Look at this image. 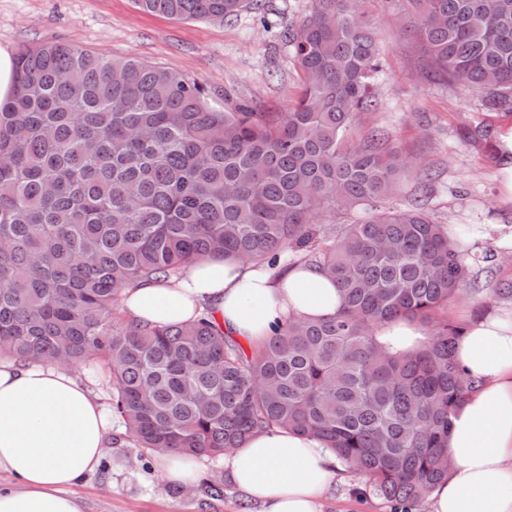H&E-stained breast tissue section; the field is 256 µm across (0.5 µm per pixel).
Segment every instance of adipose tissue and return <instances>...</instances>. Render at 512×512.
Masks as SVG:
<instances>
[{
  "instance_id": "adipose-tissue-1",
  "label": "adipose tissue",
  "mask_w": 512,
  "mask_h": 512,
  "mask_svg": "<svg viewBox=\"0 0 512 512\" xmlns=\"http://www.w3.org/2000/svg\"><path fill=\"white\" fill-rule=\"evenodd\" d=\"M129 319L171 324L210 310L226 335L263 344L286 319L338 313L343 296L315 266L279 276L234 259H202L178 280L128 289ZM456 359L475 382L448 434L453 468L428 512H512V308L464 319ZM108 422L97 399L60 365L0 363V512H84L70 489L105 455ZM233 486L261 512H322L342 466L308 435L276 429L225 453Z\"/></svg>"
}]
</instances>
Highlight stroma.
Masks as SVG:
<instances>
[{
    "label": "stroma",
    "instance_id": "35a3bbf8",
    "mask_svg": "<svg viewBox=\"0 0 512 512\" xmlns=\"http://www.w3.org/2000/svg\"><path fill=\"white\" fill-rule=\"evenodd\" d=\"M264 8L247 10L224 22L176 21L140 11L133 0H0V46L18 51L25 45L60 41L106 57H131L188 74L223 106L225 92L248 100L262 112H283L299 94L301 73L281 34L311 9L312 0H263ZM363 10L379 34L382 72L374 84L375 109L356 113L354 140L385 129L400 156L419 159L408 170L394 207L417 196L424 175L433 178L425 209L441 224H508L512 210L498 203V155L472 139L476 128L499 134L512 116L487 111L480 92L418 73L419 47L412 34L416 20L405 0H365ZM470 279L481 291L449 303L446 315L480 313L504 306L496 290L512 282V248L496 262L474 263ZM106 454L95 475L72 487L85 512H259L232 487L222 467L199 460L193 486L173 487L162 479L128 492L118 484L128 472H152L157 455L134 447L125 428L110 420ZM323 503V512H390L384 499L369 492L352 496L366 480L342 472Z\"/></svg>",
    "mask_w": 512,
    "mask_h": 512
}]
</instances>
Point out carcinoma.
Masks as SVG:
<instances>
[{
  "label": "carcinoma",
  "instance_id": "carcinoma-1",
  "mask_svg": "<svg viewBox=\"0 0 512 512\" xmlns=\"http://www.w3.org/2000/svg\"><path fill=\"white\" fill-rule=\"evenodd\" d=\"M176 20L224 21L259 0H133ZM360 0H313L282 33L302 74L285 112L211 105L188 75L64 42L26 46L0 112V358L102 363L111 409L137 448L218 460L273 429L306 434L399 512L448 478L451 416L473 388L438 318L468 267L448 225L387 205L416 162L375 131L377 34ZM422 73L512 112V0H406ZM324 206L364 217L322 234ZM331 277L336 316L287 320L248 357L204 314L141 325L123 301L197 260L278 266L288 250ZM427 330L394 353L379 326Z\"/></svg>",
  "mask_w": 512,
  "mask_h": 512
}]
</instances>
